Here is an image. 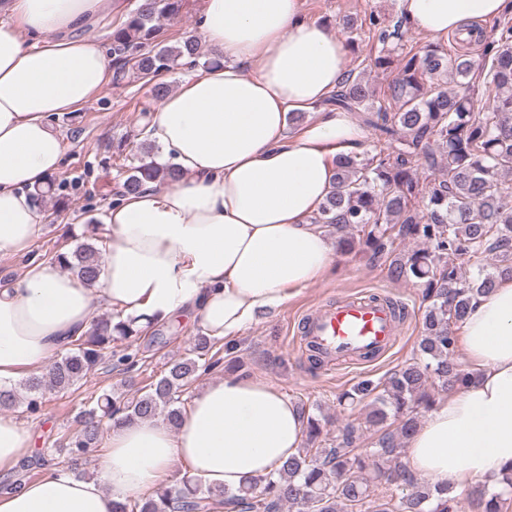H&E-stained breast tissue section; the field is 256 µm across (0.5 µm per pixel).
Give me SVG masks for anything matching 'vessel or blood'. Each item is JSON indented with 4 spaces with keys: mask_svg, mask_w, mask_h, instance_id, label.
Here are the masks:
<instances>
[{
    "mask_svg": "<svg viewBox=\"0 0 512 512\" xmlns=\"http://www.w3.org/2000/svg\"><path fill=\"white\" fill-rule=\"evenodd\" d=\"M398 306L397 300L387 296L376 300L343 297L308 314L301 333L308 342L320 345L330 359L359 361L367 352H382L395 343Z\"/></svg>",
    "mask_w": 512,
    "mask_h": 512,
    "instance_id": "1",
    "label": "vessel or blood"
}]
</instances>
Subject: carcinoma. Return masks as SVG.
Segmentation results:
<instances>
[{"label":"carcinoma","instance_id":"carcinoma-1","mask_svg":"<svg viewBox=\"0 0 512 512\" xmlns=\"http://www.w3.org/2000/svg\"><path fill=\"white\" fill-rule=\"evenodd\" d=\"M184 0H136L125 20L112 30V79L135 69L152 84L155 98L166 94L156 77L184 60L197 61L199 43L192 36L174 46L162 44L158 22L181 12ZM406 19L368 17V30L383 44H398ZM470 39L483 45L477 65L468 42L458 41L454 56L437 47L403 57L391 48L374 59V67L397 69L391 112L375 98L371 85L347 73L329 104L343 112H364L365 125L392 151L364 149L336 154V175L331 190L313 218L336 233L340 251L360 247L369 261L389 260L393 280L415 279L428 302L418 343L419 357L392 372L377 385L361 384L358 391L373 395L365 426L346 422L337 428L336 445L321 443L319 420L306 416V446L275 471L235 490L212 487L199 478L184 477L173 486L114 504V512H460L450 488L432 484L400 461L403 443L419 425L418 409L434 404L432 391L448 393L471 382L474 373L455 358L453 326L463 322L475 295L497 282L512 279V189L504 178L512 175V23L498 24L486 33L470 28ZM443 70L456 88L430 83ZM483 74V90L473 82ZM131 174L123 192L136 193L145 183L168 184L183 177L179 170L130 154ZM432 172L424 184L418 169ZM421 200L423 209L413 207ZM422 243L409 253H394V236ZM103 249L84 242L60 247L51 258L94 286L101 273ZM466 256L479 265L469 280L459 274L456 260ZM489 258V267L481 261ZM108 315L85 336L72 341L53 363L46 377L24 383L26 411L42 409L44 393L67 391L94 370L112 348L124 340L132 346L139 330L132 323H112ZM211 337L199 336L192 356L174 360L147 391L128 401L104 391L79 412L78 427L62 445L76 462L97 452L105 422L117 424L162 418L179 425L181 396L200 370L217 366L210 356ZM499 489L483 483L470 494L479 512H503L512 498V468L502 474ZM385 492L374 498V488Z\"/></svg>","mask_w":512,"mask_h":512}]
</instances>
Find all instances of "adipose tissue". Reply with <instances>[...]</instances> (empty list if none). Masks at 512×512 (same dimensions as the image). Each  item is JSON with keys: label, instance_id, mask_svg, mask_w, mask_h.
I'll return each instance as SVG.
<instances>
[{"label": "adipose tissue", "instance_id": "adipose-tissue-1", "mask_svg": "<svg viewBox=\"0 0 512 512\" xmlns=\"http://www.w3.org/2000/svg\"><path fill=\"white\" fill-rule=\"evenodd\" d=\"M411 25L447 44L464 25L512 11V0H399ZM118 0H0V256H22L41 230L31 201L62 161L52 120L105 85L111 60L80 36ZM199 33L219 66L161 99L148 131L179 181L146 184L102 216L95 288L48 262L0 285V383L46 363L92 327L95 303L143 328L191 316L229 339L262 309L321 279L337 248L311 223L339 152L358 150L348 113L320 105L347 75L345 44L307 20L300 0H203ZM316 120L288 129L292 111ZM475 382L441 397L405 446V465L452 489L497 479L512 465V280L476 295L463 321ZM299 411L269 383L230 375L207 383L178 428L142 420L108 429L98 476L54 469L0 489V512H113L114 502L172 483L173 467L230 490L276 470L300 448ZM33 446L0 414V471Z\"/></svg>", "mask_w": 512, "mask_h": 512}]
</instances>
